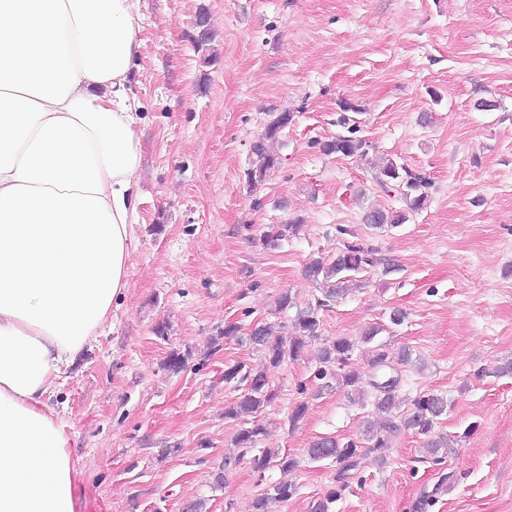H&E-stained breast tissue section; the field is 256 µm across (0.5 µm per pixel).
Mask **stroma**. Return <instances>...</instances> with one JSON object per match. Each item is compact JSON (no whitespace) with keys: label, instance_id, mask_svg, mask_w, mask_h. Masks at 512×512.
I'll return each mask as SVG.
<instances>
[{"label":"stroma","instance_id":"obj_1","mask_svg":"<svg viewBox=\"0 0 512 512\" xmlns=\"http://www.w3.org/2000/svg\"><path fill=\"white\" fill-rule=\"evenodd\" d=\"M207 5L217 60L194 47ZM139 67L131 95L142 198L129 256L130 286L101 336L58 381L50 405L82 470L78 512H254L256 497L295 487L269 512H310L336 487L335 460L312 461L311 442L357 434L366 410L337 388L310 398L290 427L297 386L312 382L316 346L269 374L277 393L261 417L290 474L239 455L224 409L237 393L224 370L263 367L245 333L294 317L313 299L311 258L347 237L393 264L321 311L324 336L359 338L372 325L406 347L399 393L448 398L437 431L442 463L423 436L403 431L385 461L366 452L330 512H512V0H135ZM495 102L483 111L478 100ZM369 154L431 180L426 207L395 229L363 222L371 205L399 206L362 161L325 154L341 134L343 103ZM294 114L276 145L283 162L247 182L252 143L273 115ZM298 224L278 247L273 224ZM290 292L296 305L278 313ZM406 318L392 325L393 310ZM233 322L238 339L216 334ZM167 324L166 337L155 333ZM185 355L167 370L171 353Z\"/></svg>","mask_w":512,"mask_h":512}]
</instances>
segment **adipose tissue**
Wrapping results in <instances>:
<instances>
[{"label": "adipose tissue", "instance_id": "adipose-tissue-1", "mask_svg": "<svg viewBox=\"0 0 512 512\" xmlns=\"http://www.w3.org/2000/svg\"><path fill=\"white\" fill-rule=\"evenodd\" d=\"M134 0H0V512H75L48 399L129 286Z\"/></svg>", "mask_w": 512, "mask_h": 512}]
</instances>
